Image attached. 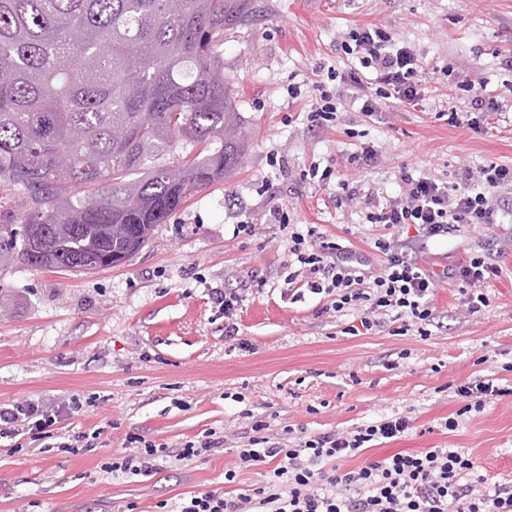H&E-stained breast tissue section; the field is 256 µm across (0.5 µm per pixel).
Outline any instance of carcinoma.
<instances>
[{
	"label": "carcinoma",
	"mask_w": 512,
	"mask_h": 512,
	"mask_svg": "<svg viewBox=\"0 0 512 512\" xmlns=\"http://www.w3.org/2000/svg\"><path fill=\"white\" fill-rule=\"evenodd\" d=\"M257 0H0V263L81 272L140 239L245 155L224 42ZM135 131L131 146L114 132ZM183 153L175 155L177 145Z\"/></svg>",
	"instance_id": "1"
}]
</instances>
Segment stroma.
Returning <instances> with one entry per match:
<instances>
[{"label":"stroma","mask_w":512,"mask_h":512,"mask_svg":"<svg viewBox=\"0 0 512 512\" xmlns=\"http://www.w3.org/2000/svg\"><path fill=\"white\" fill-rule=\"evenodd\" d=\"M264 18L245 38L224 44V76L238 91L247 150L219 184L195 194L123 265L94 273L52 272L18 262L0 265V405L49 406L78 398L80 413L51 426L50 451L27 436L0 438V512H161L198 491L242 493L262 485L266 466L236 469V448L260 417L269 432L309 434L352 429L395 413L413 428L345 462L405 451L453 447L473 458L490 483L512 488V225L463 226L411 255L439 273L469 251H494L502 274L487 287L489 305L458 315L456 286L434 296L428 339L397 334L396 323L358 330L355 314L318 315L320 298L288 293V234L276 212L301 228L371 253L382 227L366 223L358 204L336 206L334 188L305 183L311 163L398 194L403 166L448 180L462 168L512 164V112L492 117L488 133L449 125L443 112L462 106L451 80L466 75L512 99V0H259ZM374 24L412 46L428 71L416 107L380 105L373 115L346 103L335 122L316 127L308 101L327 68L346 72L340 44L348 30ZM299 86L301 98L289 97ZM374 144L373 166L349 159ZM240 224L254 235L236 234ZM237 318L239 338L224 339V319L209 296L251 276ZM496 379L508 394L480 414H460L453 384ZM459 427L447 432L446 418ZM98 432L95 450L72 455L57 445L69 434ZM231 432L230 444L204 460L151 478L103 476L127 435L180 448L208 432ZM236 469L232 484L224 473Z\"/></svg>","instance_id":"obj_1"}]
</instances>
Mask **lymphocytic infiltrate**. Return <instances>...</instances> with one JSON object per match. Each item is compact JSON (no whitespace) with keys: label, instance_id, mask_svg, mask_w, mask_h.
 I'll list each match as a JSON object with an SVG mask.
<instances>
[{"label":"lymphocytic infiltrate","instance_id":"lymphocytic-infiltrate-1","mask_svg":"<svg viewBox=\"0 0 512 512\" xmlns=\"http://www.w3.org/2000/svg\"><path fill=\"white\" fill-rule=\"evenodd\" d=\"M341 49L355 64L343 74L328 70L325 80L318 82L309 110L313 125L334 120L349 100L360 103L365 113L376 112L380 101L388 99L405 107L418 105L425 69L410 45L370 24L351 28ZM455 87L468 108L449 109L452 126L477 131L492 115L507 109L506 101L491 94L484 82L462 78ZM307 175L323 187L337 184L336 203L362 199L366 222L385 229L373 242L380 258L375 266L363 253L326 239L315 228L303 232L291 224L289 215L280 217V224L288 228L293 266L288 281L323 297L319 314L357 313L368 331L383 326L390 315L403 330H416L425 338L439 284L457 286L458 308L464 315L487 307L483 288L501 271L490 253L472 252L464 263L437 276L408 258L402 234L411 228L429 240L448 236L462 224L497 223L496 195L512 190V165L467 168L453 182L404 167L398 195L385 200L360 194L358 186L336 179L328 166L311 164ZM51 422L47 410L29 400L0 407V438L21 432L37 442ZM411 427L410 417L397 413L352 430L303 433L287 445L272 441L268 424L255 421L252 436L237 450L236 468L226 470L224 480L234 482L238 469L270 463L274 469L268 480L252 492L234 496L216 490L194 493L181 500L177 512H512V488L490 486L468 453L456 448L398 452L343 469V462L365 451L368 443L397 440ZM126 443L123 455L102 465L103 473L147 478L166 463L207 459L225 440L209 433L175 452L139 435L128 436Z\"/></svg>","mask_w":512,"mask_h":512}]
</instances>
